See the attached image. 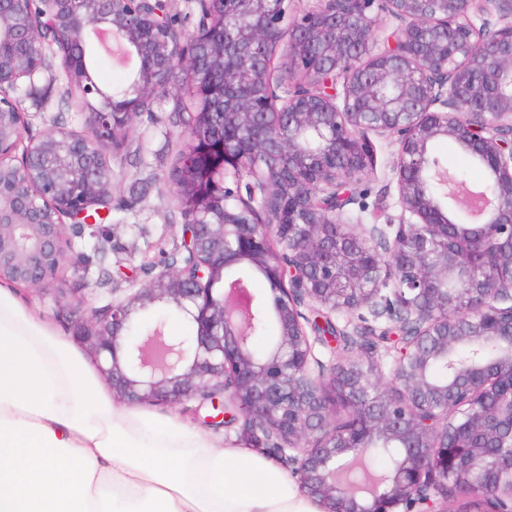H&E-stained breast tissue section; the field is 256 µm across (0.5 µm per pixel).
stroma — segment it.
<instances>
[{
  "mask_svg": "<svg viewBox=\"0 0 512 512\" xmlns=\"http://www.w3.org/2000/svg\"><path fill=\"white\" fill-rule=\"evenodd\" d=\"M172 103L170 97L157 99L150 117L137 119L130 130L132 139L150 143L156 150L151 158L149 171L153 178L146 189L138 195H130L128 185L137 173L130 167L122 154L112 158L113 218L95 225L92 231L72 237L69 252L70 266L61 275L60 284L67 289L82 287L90 283L93 292L88 296L89 304H99L117 272L129 273L137 284H144L149 276L141 271L142 256L149 245L163 239L173 241L181 235V215L173 203L168 187V173L175 157L167 149L168 143L178 142L179 130L170 121ZM378 164L374 175L366 178L369 192L364 205H351V213L360 214L363 223H385L398 219L401 209L397 202L396 175L392 168L394 148L387 140L376 139ZM105 236L110 250L106 259L91 255L93 235ZM12 291L16 298L36 316L45 321L59 335L70 336L67 317L59 312L50 298L41 297L32 287L16 284Z\"/></svg>",
  "mask_w": 512,
  "mask_h": 512,
  "instance_id": "obj_1",
  "label": "stroma"
}]
</instances>
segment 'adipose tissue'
I'll return each mask as SVG.
<instances>
[{
    "mask_svg": "<svg viewBox=\"0 0 512 512\" xmlns=\"http://www.w3.org/2000/svg\"><path fill=\"white\" fill-rule=\"evenodd\" d=\"M0 512H322L267 456L117 407L0 287Z\"/></svg>",
    "mask_w": 512,
    "mask_h": 512,
    "instance_id": "obj_1",
    "label": "adipose tissue"
}]
</instances>
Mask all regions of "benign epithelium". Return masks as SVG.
Instances as JSON below:
<instances>
[{
  "mask_svg": "<svg viewBox=\"0 0 512 512\" xmlns=\"http://www.w3.org/2000/svg\"><path fill=\"white\" fill-rule=\"evenodd\" d=\"M221 3L227 39L195 16L173 24L159 0H12L11 36L84 48L105 34L137 64L117 112L87 86L84 130L34 133L11 96L27 69L0 53V279L32 286L68 310L73 338L95 355L112 392L131 405H210L239 416L322 512H512V0H205ZM399 25L378 39L380 15ZM241 64L219 88H183L188 138L221 113L230 206L183 219L181 240L143 287L99 306L50 289L68 263L64 229L99 204L107 155L157 97L173 69ZM298 69L314 73L301 84ZM247 136L267 169L239 154ZM396 145L398 203L413 217L356 224L359 177L374 173V138ZM453 140L486 173L447 193L433 153ZM9 163L29 188L13 213ZM277 241L273 263L264 242ZM258 270L266 300L240 307L224 274ZM278 336L259 356L255 309ZM364 311L397 340L387 384L336 346L370 349L376 327L325 331ZM178 313L193 336L168 331ZM330 351L326 361L315 347ZM446 375L432 373L435 362ZM343 416L336 417V408ZM393 448L387 472L363 490L337 478L349 460Z\"/></svg>",
  "mask_w": 512,
  "mask_h": 512,
  "instance_id": "1",
  "label": "benign epithelium"
}]
</instances>
